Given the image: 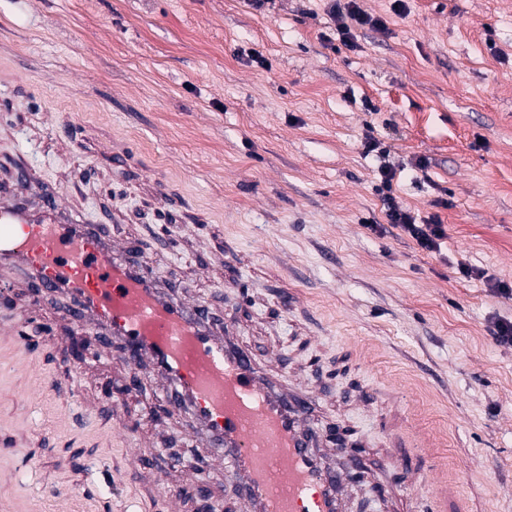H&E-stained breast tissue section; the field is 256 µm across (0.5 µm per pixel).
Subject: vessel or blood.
<instances>
[{"mask_svg": "<svg viewBox=\"0 0 512 512\" xmlns=\"http://www.w3.org/2000/svg\"><path fill=\"white\" fill-rule=\"evenodd\" d=\"M35 188L20 167L0 200V268L66 295L79 324L150 364L184 432L210 447L209 468L232 471L244 512H341V480L324 466L310 402L261 369L232 317H205L177 277H153L132 235L70 218L63 192Z\"/></svg>", "mask_w": 512, "mask_h": 512, "instance_id": "b4317fda", "label": "vessel or blood"}]
</instances>
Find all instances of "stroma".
Returning <instances> with one entry per match:
<instances>
[{"instance_id": "1", "label": "stroma", "mask_w": 512, "mask_h": 512, "mask_svg": "<svg viewBox=\"0 0 512 512\" xmlns=\"http://www.w3.org/2000/svg\"><path fill=\"white\" fill-rule=\"evenodd\" d=\"M391 4L362 0L387 30L335 51L326 0H0V179L27 165L86 223L119 220L209 317L235 309L260 366L314 397L315 427L350 433L325 455L360 474L343 512H433L443 482L470 512H512V346L488 330L512 299L458 272L512 282V0ZM368 132L400 202L447 224L439 254L372 232ZM115 139L131 161L104 153ZM0 283V327L26 308L25 334L0 336V512H164V466L192 475L187 512H226L230 476L180 438L149 370L108 340L77 357L62 295ZM124 425L156 442L139 465ZM458 272L467 279H479L484 280L489 288H493V292L497 295L511 299L512 298V283L502 281L496 278L493 275H488V272L479 267L467 265V264H459Z\"/></svg>"}]
</instances>
